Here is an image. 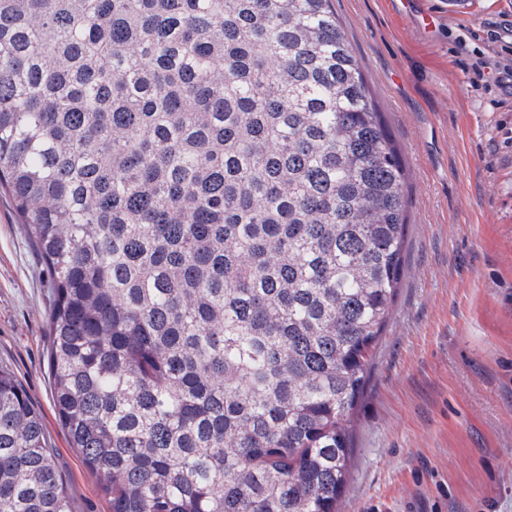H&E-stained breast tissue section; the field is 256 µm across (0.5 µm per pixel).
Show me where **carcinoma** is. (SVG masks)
<instances>
[{
    "label": "carcinoma",
    "mask_w": 512,
    "mask_h": 512,
    "mask_svg": "<svg viewBox=\"0 0 512 512\" xmlns=\"http://www.w3.org/2000/svg\"><path fill=\"white\" fill-rule=\"evenodd\" d=\"M405 185L333 0H0V191L110 512H338ZM0 512H73L4 369Z\"/></svg>",
    "instance_id": "1"
}]
</instances>
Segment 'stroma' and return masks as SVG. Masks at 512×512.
<instances>
[{
    "instance_id": "35a3bbf8",
    "label": "stroma",
    "mask_w": 512,
    "mask_h": 512,
    "mask_svg": "<svg viewBox=\"0 0 512 512\" xmlns=\"http://www.w3.org/2000/svg\"><path fill=\"white\" fill-rule=\"evenodd\" d=\"M407 167L405 274L357 412L342 512H512V0H334ZM48 270L0 196V368L73 512H108L51 399Z\"/></svg>"
}]
</instances>
